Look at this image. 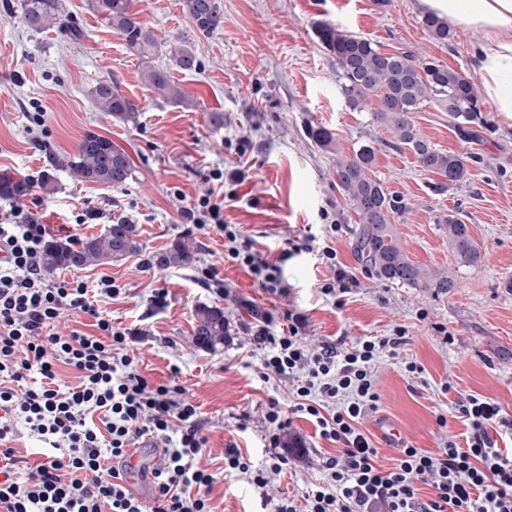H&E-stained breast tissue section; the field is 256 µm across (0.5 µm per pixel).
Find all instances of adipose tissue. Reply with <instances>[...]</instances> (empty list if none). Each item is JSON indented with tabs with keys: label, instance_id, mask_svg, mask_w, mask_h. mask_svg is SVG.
<instances>
[{
	"label": "adipose tissue",
	"instance_id": "adipose-tissue-1",
	"mask_svg": "<svg viewBox=\"0 0 512 512\" xmlns=\"http://www.w3.org/2000/svg\"><path fill=\"white\" fill-rule=\"evenodd\" d=\"M423 13L482 31L474 69L486 99L512 118V0H417Z\"/></svg>",
	"mask_w": 512,
	"mask_h": 512
}]
</instances>
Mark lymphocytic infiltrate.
Returning <instances> with one entry per match:
<instances>
[{"label":"lymphocytic infiltrate","instance_id":"lymphocytic-infiltrate-1","mask_svg":"<svg viewBox=\"0 0 512 512\" xmlns=\"http://www.w3.org/2000/svg\"><path fill=\"white\" fill-rule=\"evenodd\" d=\"M14 223L0 224V512H213L215 478L195 466L205 447L197 405L174 383L154 385L130 354L131 336L113 326L78 279H50L41 264L47 233L33 214L11 206ZM194 224L224 239V257L259 286L286 294L281 268L253 249L240 227L224 221V201L198 198ZM74 313L68 333L56 331L63 310ZM286 324L264 313L253 340L264 354L262 381L289 382V405L269 400L264 419L275 452L255 468L235 447L224 468L248 475L258 488L286 472L292 458L279 449L292 421L313 424L316 436L337 445L323 463L325 476L301 500L279 498L274 512H512V452L498 448L496 431L512 432L500 404L479 394L455 406L466 433L434 451L403 444L393 467L362 429L377 407L376 366L398 358L405 331L390 336L337 339L314 348L305 342V319ZM74 371L59 379V367ZM27 430L49 447L38 460L18 454ZM146 443L164 451L152 470L148 497L127 486L128 449ZM431 489L421 496L420 486Z\"/></svg>","mask_w":512,"mask_h":512}]
</instances>
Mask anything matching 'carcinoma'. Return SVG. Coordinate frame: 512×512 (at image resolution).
<instances>
[{
	"mask_svg": "<svg viewBox=\"0 0 512 512\" xmlns=\"http://www.w3.org/2000/svg\"><path fill=\"white\" fill-rule=\"evenodd\" d=\"M90 7L139 57L146 86L166 100L175 103L186 100L168 70L152 64L161 44L133 11L132 0H90ZM183 7L203 35L224 24V12L216 0H183ZM19 8L24 22L34 31L52 27L72 41L85 36L66 13L63 0H19ZM422 23L435 42L448 44L452 32L446 20L428 14ZM313 31L319 45L336 65L341 94L351 110L370 111L371 123L392 135L394 148L409 151L420 168L434 173L439 178L434 183V191L445 193L464 180L467 175L464 157L434 148L417 133L411 121L412 113L431 106L448 113L462 135L471 133L474 126L490 127L482 100L462 72L436 61L426 62L413 52H385L370 39L330 23L317 22ZM168 55L182 70H195L199 65L187 41L171 46ZM90 95L99 111L116 121L137 122L139 112L135 103L114 82L97 83ZM374 99L378 107L371 110L369 105ZM306 133L319 149L334 150L336 138L329 128L310 124ZM374 160L375 149L370 145L360 146L349 156L336 157V187L357 218L353 246L358 258L380 280L450 292L456 287V280L449 270L417 264L402 251L394 219L407 209V204L402 196L390 192L377 178ZM53 167L68 170L82 182L114 189L125 186L135 176L130 157L110 139L92 131L83 135L74 153L62 159L53 158ZM30 189L29 182L0 172V198L19 201ZM437 223L444 225L448 232V243L456 262L465 267L479 265L482 255L471 237L470 225L452 214L440 215ZM140 250L136 224L127 216H117L104 233L88 237L76 246L54 238L48 240L42 250V262L45 271L52 273L120 262ZM196 255L195 242L189 237H179L168 248L153 255L151 263L159 267H184L192 264ZM228 335L229 322L223 309L201 305L195 310L193 341L197 347L214 349L224 344Z\"/></svg>",
	"mask_w": 512,
	"mask_h": 512,
	"instance_id": "carcinoma-1",
	"label": "carcinoma"
}]
</instances>
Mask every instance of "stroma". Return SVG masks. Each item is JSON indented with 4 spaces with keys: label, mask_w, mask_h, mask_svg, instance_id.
<instances>
[{
    "label": "stroma",
    "mask_w": 512,
    "mask_h": 512,
    "mask_svg": "<svg viewBox=\"0 0 512 512\" xmlns=\"http://www.w3.org/2000/svg\"><path fill=\"white\" fill-rule=\"evenodd\" d=\"M218 2L224 25L202 36L181 0H134L162 45L189 41L200 61L199 69L185 72L168 54L156 56V65L169 69L186 95L185 103L175 104L143 83L139 58L88 0H64L85 33L79 42L52 28L30 30L18 0H0V172L38 178L54 171L56 193L33 188L21 206L57 239L100 235L120 215L134 221L140 253L78 270L77 277L91 289L104 278L114 281L120 293L103 298L101 307L114 326L133 334L141 374L153 383L175 381L199 405L208 442L197 462L215 477L214 512H261L264 490L243 475L225 474L224 450L234 445L261 465L268 436L265 404L271 397L288 400L287 384L255 375L262 352L247 329L265 312L304 315L305 336L315 346L340 336L353 340L405 329L399 358H384L376 367L379 402L363 422L368 431L383 421L415 447L440 448L464 430L455 412L462 393L491 397L512 416V120L486 106L489 129L464 137L447 113L432 107L413 113L416 129L436 148L470 160L465 179L436 194L435 174L419 168L409 152L389 146V133L372 124L369 113L347 106L336 67L312 26L335 24L384 51H411L460 70L474 83L481 32L456 26L448 44H438L423 27L415 0H387L383 6L375 0ZM101 80L117 82L138 105L137 124L98 111L90 90ZM214 112L223 113V125L211 123ZM311 124L334 132L337 152L308 139ZM89 130L131 157L134 180L112 189L52 170V159L73 152ZM363 144L376 151L375 174L408 204L395 219L408 257L450 270L456 279L450 293L379 280L358 259L355 216L336 187L334 166L337 154H351ZM225 168L243 169L249 178L235 188L224 185V221L240 225L255 250L279 261L286 295L264 291L246 270L225 262L223 238L196 228L187 213L213 189L210 172ZM443 213L470 224L482 253L479 266L456 263L448 235L436 222ZM81 214L87 221L79 225L75 219ZM313 235L331 240L338 261L356 277L342 300L320 291L330 272L307 248ZM181 236L193 238L198 248L192 266L151 265L153 254ZM209 266L217 269L220 287L202 284L201 272ZM204 304L222 307L230 322L229 336L213 350L192 342L194 311ZM447 330L455 343L444 342ZM406 359L420 364L422 373H405ZM447 381L453 389L441 393ZM440 414L446 427L436 422ZM288 434L306 452L276 478L274 493L298 498L323 479V459L336 446L317 438L303 419L293 420Z\"/></svg>",
    "instance_id": "obj_1"
}]
</instances>
